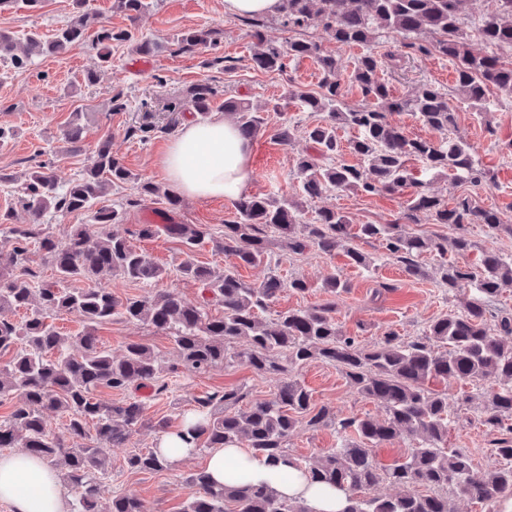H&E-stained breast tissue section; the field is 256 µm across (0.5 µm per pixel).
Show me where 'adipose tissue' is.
<instances>
[{
  "label": "adipose tissue",
  "instance_id": "ef3b65f1",
  "mask_svg": "<svg viewBox=\"0 0 512 512\" xmlns=\"http://www.w3.org/2000/svg\"><path fill=\"white\" fill-rule=\"evenodd\" d=\"M170 185L193 199L234 200L251 178L250 142L233 121H185L157 160ZM213 481L223 484L241 475L245 481L270 484L286 498L303 500L311 512H342L343 493L319 489L307 474L270 463L243 448H208L204 451ZM0 501L11 512H68L65 489L57 474L24 452L0 454Z\"/></svg>",
  "mask_w": 512,
  "mask_h": 512
}]
</instances>
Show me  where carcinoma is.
Segmentation results:
<instances>
[{
  "mask_svg": "<svg viewBox=\"0 0 512 512\" xmlns=\"http://www.w3.org/2000/svg\"><path fill=\"white\" fill-rule=\"evenodd\" d=\"M468 0H280L283 25L290 29L320 26L336 43L366 49L351 74V83L370 102L367 107L350 108L344 101L345 87L335 53L320 43L293 39L285 45L265 41L261 20L248 18L255 40L251 62L254 68L274 72L285 61L308 57L321 71L319 94L292 90L290 95L322 119L304 130L314 154L303 156L296 165L301 193L288 198L278 193L242 195L234 203L235 218L224 224V235L215 240V251L235 259L222 270L202 265L191 258L196 242L209 235L204 224H140L135 235L150 239L164 235L184 248L186 258L176 275L202 287V301L186 302L173 291L149 292L137 298H122L110 287L97 282L109 272L129 283L152 285L170 275V270L135 249L126 238L107 231L124 221L121 206H98L107 189L119 190L135 176L112 155L110 140H101L93 160L80 176L61 184L53 162L30 170L19 189L18 201L28 213L26 224L9 223L0 213V227L8 233L11 249L0 252V403L14 401L8 419L0 423V448H24L55 469L64 484L78 494L77 512H97L94 476L108 469L103 447H120L148 424L147 403L136 397L111 403L97 398L101 387L126 391L154 387L158 396L167 389L159 382L162 367L146 343H130L120 357L99 346L97 326L115 318L142 322L168 334L182 365L190 372L205 373L228 360L229 347L240 343L235 357L258 372L284 370L277 362L283 354L291 367L312 359L335 365L363 397L384 410V417L336 419L326 406L311 401L310 391L299 381L281 382L269 397L239 408L247 394L239 389L207 392L193 398V408L182 416L180 443L169 449L172 455L185 448H223L233 445L253 454L303 469L313 484H325L344 492L343 512H456L452 495L460 492L480 503L485 512H504L512 501V314L492 312L489 302L505 289H512V256L493 250L480 251L473 268L460 259L476 244L467 228L484 225L489 233L512 237V224L500 212L483 207L475 193L445 202L430 189V183L407 167L410 159L420 161L430 173L453 172L475 188H482L494 175L481 167L478 147L463 139H451L448 131L456 117L448 94L434 84H423L410 95L393 98L380 76L384 67L397 69L407 58L438 54L456 67V93L477 112L489 107L488 93L496 90L512 98V65L494 54L472 52L465 25ZM150 0H112V10L135 22L150 7ZM98 17L88 0H72V15L51 37L32 32L24 38L0 30V64L16 71L27 69L36 56L59 55L84 40ZM483 40L499 50H512V0H497L496 11L478 28ZM218 31L189 29L173 36L168 46L179 54L195 55L218 44ZM400 40V49L380 55L373 47L380 40ZM96 41L102 46L98 66L111 60L114 45L134 43L133 51L153 56L164 48L159 41L137 38L126 28L99 24ZM224 91L210 83H197L168 103L167 112H189L199 121L208 118L213 101ZM224 111L235 115L245 138L263 131L261 109L236 97L224 99ZM412 112L423 123L445 135L441 140L409 138L389 115ZM352 128L359 136L343 146L337 130ZM175 123H142L127 130L142 141L157 133L170 134ZM66 152L84 149V126L75 114L62 133ZM362 160L350 164L344 150ZM393 195L409 190L406 207L398 224H351L349 217L333 209L318 211L315 223L306 224L307 202L326 190ZM152 182L138 180V197L130 206L161 196ZM169 208L178 200L162 195ZM93 211L95 231L76 227L64 243L55 241L43 224L53 212L68 214ZM443 224L452 236L425 235L405 230L422 218ZM378 241L403 265L411 277L424 275L419 258L425 254L441 257L439 283L458 292L476 287L478 297L465 302L461 310L432 321L420 340L405 341L399 333L384 332L372 348L359 345L336 324V301L348 289L335 275L324 288L333 299L305 309H290L266 319L264 312L285 288L299 294L309 290L302 278L283 279L272 264L270 247L278 243L294 254L313 248L324 254L340 253L354 266L372 265L361 244ZM44 252L55 281L40 280L38 272L26 266L30 246ZM455 259L448 260V253ZM264 264L268 273L259 284L244 281L238 267ZM71 281L85 287L70 289ZM223 308L213 316L211 302ZM25 310L21 321L3 312ZM76 315L86 331L81 336H64L53 319ZM78 347L79 353L72 352ZM456 378L478 391L483 402L482 424L500 438L492 454L500 464L490 472L477 474L470 455L448 447V425L456 410L446 391L430 387L436 381ZM67 417L66 430L73 438H88L90 445L66 444L46 418V412ZM310 427L333 426L336 448L315 464L289 453L288 438L300 419ZM95 435H90L88 427ZM410 442L405 457L381 470L373 449L396 437ZM135 472H158L173 466L153 449L138 450L126 459ZM382 481L401 488L387 498L371 497L365 491ZM191 493L181 512H308L300 501L280 497L269 485L211 483L206 470L184 479ZM108 512H152L144 500L131 493L112 496Z\"/></svg>",
  "mask_w": 512,
  "mask_h": 512,
  "instance_id": "carcinoma-1",
  "label": "carcinoma"
}]
</instances>
